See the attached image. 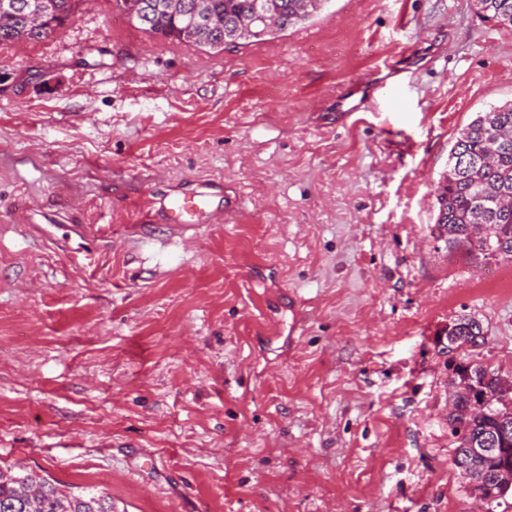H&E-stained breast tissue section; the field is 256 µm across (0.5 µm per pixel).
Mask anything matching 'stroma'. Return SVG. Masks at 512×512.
<instances>
[{"instance_id": "1", "label": "stroma", "mask_w": 512, "mask_h": 512, "mask_svg": "<svg viewBox=\"0 0 512 512\" xmlns=\"http://www.w3.org/2000/svg\"><path fill=\"white\" fill-rule=\"evenodd\" d=\"M511 100L512 28L473 0H329L224 50L76 0L0 47V467L113 512H477L450 365L512 381V259L434 237V190ZM157 178L234 213L140 223ZM462 317L483 338L447 351Z\"/></svg>"}]
</instances>
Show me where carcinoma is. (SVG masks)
Wrapping results in <instances>:
<instances>
[{"label":"carcinoma","instance_id":"obj_1","mask_svg":"<svg viewBox=\"0 0 512 512\" xmlns=\"http://www.w3.org/2000/svg\"><path fill=\"white\" fill-rule=\"evenodd\" d=\"M74 0H0V45L35 43L69 19ZM148 12L131 20L142 31L162 38L212 50L239 47L256 41L248 35L255 0H199L206 22L191 25L183 6L194 0H142ZM277 14L283 32L317 13L325 0H264ZM479 14L512 28V0H475ZM507 139V146H492L491 134ZM489 154L477 167L448 168L435 189V230L446 238L448 249L463 246L475 258L512 259V101L482 112L459 133L450 153ZM480 325L460 318L448 326L456 346L463 345ZM512 416V405L499 397L485 406L476 397L452 394L448 425L451 435L463 428L477 438L492 426L493 416ZM503 451L493 459L497 468L512 467V434L500 443ZM0 512H112V500L96 489L64 491L32 473L0 469Z\"/></svg>","mask_w":512,"mask_h":512}]
</instances>
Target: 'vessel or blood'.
Instances as JSON below:
<instances>
[{
    "label": "vessel or blood",
    "mask_w": 512,
    "mask_h": 512,
    "mask_svg": "<svg viewBox=\"0 0 512 512\" xmlns=\"http://www.w3.org/2000/svg\"><path fill=\"white\" fill-rule=\"evenodd\" d=\"M152 191L155 195L169 202L165 218L171 224H215L223 216L220 204L222 184L211 181L199 185L194 190L170 196L164 182H154Z\"/></svg>",
    "instance_id": "vessel-or-blood-1"
}]
</instances>
